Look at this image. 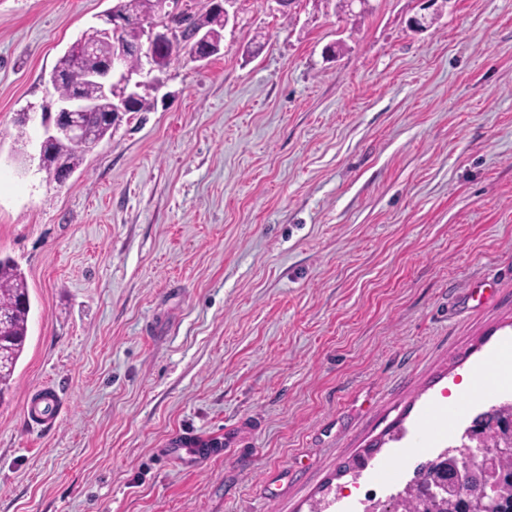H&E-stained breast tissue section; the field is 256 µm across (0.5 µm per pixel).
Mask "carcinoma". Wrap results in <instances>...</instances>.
Masks as SVG:
<instances>
[{
    "mask_svg": "<svg viewBox=\"0 0 512 512\" xmlns=\"http://www.w3.org/2000/svg\"><path fill=\"white\" fill-rule=\"evenodd\" d=\"M116 8L120 14L129 19L125 29V39L130 43L140 42L144 22L147 21L149 0H117ZM185 24L181 37L175 39V48L166 50L157 56L154 63L159 70H164L177 60L180 53L192 54L194 45L190 40L196 33H204L219 44L223 39L225 26L224 11L209 4L200 14L180 15ZM87 32L83 31L71 43L58 59L52 75L61 79L54 81V91L59 98L69 96L78 89L88 99L96 101L97 111L85 117L86 140L100 142L112 133L113 119L111 105L103 99L98 88L91 83L76 85L63 78L69 56L85 53ZM87 148L81 142L58 141L52 145L50 156L41 170L47 178L59 182L63 177L75 172L83 162ZM31 311L29 293L24 273L19 265L9 256H0V399L9 392L14 384V371L20 360L28 336V321ZM486 421L488 428L483 431L485 441L491 445H501L512 441L493 421L509 420L512 422V398L504 399L474 419V422ZM455 466L448 451H443L436 458L419 464L414 476L392 495L396 512H481V500L475 491L467 485L448 482L438 495L427 497L424 491L447 478V471ZM503 475V482L497 487V512H512V459H503L498 467Z\"/></svg>",
    "mask_w": 512,
    "mask_h": 512,
    "instance_id": "1",
    "label": "carcinoma"
}]
</instances>
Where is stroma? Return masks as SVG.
I'll list each match as a JSON object with an SVG mask.
<instances>
[{
    "mask_svg": "<svg viewBox=\"0 0 512 512\" xmlns=\"http://www.w3.org/2000/svg\"><path fill=\"white\" fill-rule=\"evenodd\" d=\"M113 4L0 0V254L32 305L0 512H348L502 396L474 383L512 349V0L419 33L420 0H236L67 180L22 170Z\"/></svg>",
    "mask_w": 512,
    "mask_h": 512,
    "instance_id": "obj_1",
    "label": "stroma"
}]
</instances>
